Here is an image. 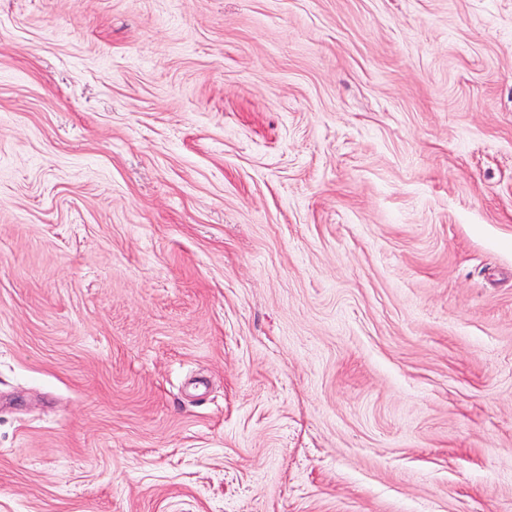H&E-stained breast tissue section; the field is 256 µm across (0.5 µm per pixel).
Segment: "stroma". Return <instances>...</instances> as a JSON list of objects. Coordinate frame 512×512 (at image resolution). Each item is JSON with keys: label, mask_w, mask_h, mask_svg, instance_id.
I'll return each instance as SVG.
<instances>
[{"label": "stroma", "mask_w": 512, "mask_h": 512, "mask_svg": "<svg viewBox=\"0 0 512 512\" xmlns=\"http://www.w3.org/2000/svg\"><path fill=\"white\" fill-rule=\"evenodd\" d=\"M0 512H512V0H0Z\"/></svg>", "instance_id": "obj_1"}]
</instances>
